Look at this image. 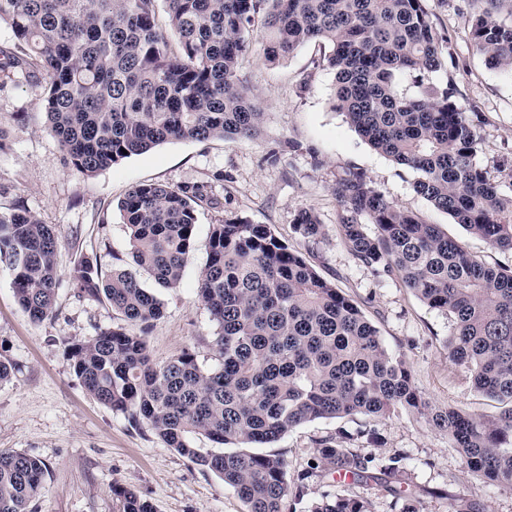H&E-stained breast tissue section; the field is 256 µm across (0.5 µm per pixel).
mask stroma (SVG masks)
I'll use <instances>...</instances> for the list:
<instances>
[{"instance_id": "stroma-1", "label": "stroma", "mask_w": 512, "mask_h": 512, "mask_svg": "<svg viewBox=\"0 0 512 512\" xmlns=\"http://www.w3.org/2000/svg\"><path fill=\"white\" fill-rule=\"evenodd\" d=\"M484 7L485 0H427L436 29L448 38L443 65L432 79L453 83L457 102L480 112L478 162L506 191L512 189V76L489 67L470 42L472 20ZM329 54L328 46L310 43L271 65L260 46H253L240 73L264 106L256 139L172 140L91 177L66 165L47 127L42 77L0 78V210L24 205L53 225L60 240L57 309L43 321H32L22 310L12 275L0 262V358L12 365L9 381L0 383V448L45 462L36 512H118L116 486L136 491L157 512H245L218 476L168 448L147 424H132L96 401L71 367L69 346L93 338L120 316L106 301L74 292L70 271L83 255L98 257L107 268L127 259L129 236L119 204L139 183L201 185L211 199L198 209L194 248L179 286L158 291L163 315L147 337L153 363L188 348L201 365H214L216 326L197 296L198 279L213 224L236 212L269 226L321 277L350 295L386 347L405 357L432 406L497 413L496 402L472 390L468 368L449 361V317L395 277L358 263L342 243L336 183L345 173H365L391 202L439 225L487 263L512 256L489 249L435 209L415 192L416 172L371 148L334 110ZM303 210L323 226L317 240L295 229ZM363 430L373 431L375 442L360 438ZM342 434L357 438L365 453H405L425 512H445L446 492L469 495L479 512H512V491L481 485L445 432L407 413L382 420L317 419L287 432L271 449L284 457L293 478L314 461L317 440Z\"/></svg>"}]
</instances>
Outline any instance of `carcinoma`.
I'll return each mask as SVG.
<instances>
[{
  "mask_svg": "<svg viewBox=\"0 0 512 512\" xmlns=\"http://www.w3.org/2000/svg\"><path fill=\"white\" fill-rule=\"evenodd\" d=\"M172 45L157 21V0H0V24L14 47L0 50V74L26 67L45 75L49 129L67 164L92 176L169 140H251L262 107L239 75L259 36L276 63L309 42L329 44L336 70L333 108L370 146L418 174L415 191L488 248L512 253V192L477 161L481 117L455 100L442 67L443 43L427 0H165ZM503 0L475 16L470 36L492 67L512 75V9ZM413 77L411 92L402 78ZM342 242L361 264L396 275L429 308L452 321L448 358L466 365L473 388L501 404L494 416L436 409L422 396L405 359L388 350L361 308L322 278L265 224L227 213L212 225L197 294L217 326L218 363L206 368L184 348L151 363L147 333L161 300L139 279L162 288L182 280L192 251L200 186L141 183L120 203L130 261L103 272L79 258L70 284L106 300L123 320L69 347L73 373L99 402L144 422L163 440L233 488L246 512H296L316 473L373 482L420 512L407 456L383 459L350 448L352 438L317 442L315 464L288 479L285 459L256 449L317 419L407 412L448 433L480 483L512 490V265H489L436 224L405 210L361 172L336 184ZM374 230L369 232L366 225ZM297 230L317 240L309 211ZM54 227L16 206L0 211V260L18 303L39 322L56 310ZM203 437L224 448H199ZM45 463L0 449V512H32ZM119 512H156L135 491L116 487ZM310 512H369L357 492L327 495ZM447 512H476L465 495H448Z\"/></svg>",
  "mask_w": 512,
  "mask_h": 512,
  "instance_id": "carcinoma-1",
  "label": "carcinoma"
}]
</instances>
